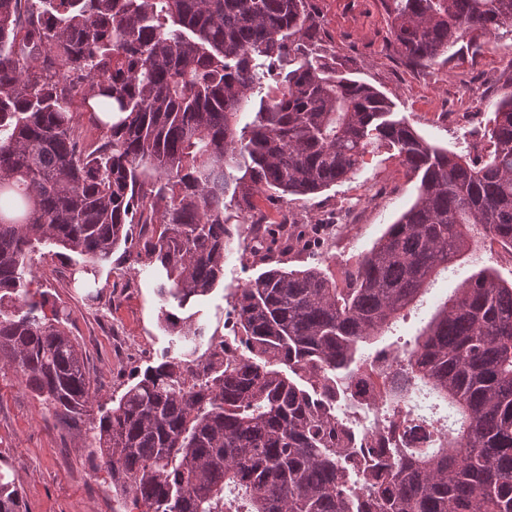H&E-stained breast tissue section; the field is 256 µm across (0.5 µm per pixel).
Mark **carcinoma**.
Returning a JSON list of instances; mask_svg holds the SVG:
<instances>
[{
    "instance_id": "obj_1",
    "label": "carcinoma",
    "mask_w": 512,
    "mask_h": 512,
    "mask_svg": "<svg viewBox=\"0 0 512 512\" xmlns=\"http://www.w3.org/2000/svg\"><path fill=\"white\" fill-rule=\"evenodd\" d=\"M401 52L448 54L512 29V0H380ZM307 0H0V360L55 414L99 389L38 246L93 272L119 247L157 266L161 296L194 306L224 277L226 193L318 194L375 145L419 180L416 199L340 281L271 265L233 307L246 355L165 314L181 351L92 427L113 512H512V283L471 274L395 357L387 409L422 385L446 420L412 422L379 461L335 419L360 354L473 247L512 246V65L476 158L427 142L373 86L314 52ZM272 78L276 86L264 87ZM99 131L87 141L83 116ZM247 163L248 180L232 170ZM240 487L248 507L225 497ZM0 512H22L0 465Z\"/></svg>"
}]
</instances>
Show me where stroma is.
Here are the masks:
<instances>
[{"label": "stroma", "instance_id": "35a3bbf8", "mask_svg": "<svg viewBox=\"0 0 512 512\" xmlns=\"http://www.w3.org/2000/svg\"><path fill=\"white\" fill-rule=\"evenodd\" d=\"M307 5L320 23L321 54L336 58L350 78L384 93L394 112L429 143L461 155L476 152L468 115L493 111L503 74L512 66V32L467 35L462 52L421 64L400 54L379 0H307ZM417 186L397 158L380 147L366 155L350 180L318 195L297 200L261 195L254 202L274 216L287 210L305 216L323 209L336 213L346 228L333 234L331 245L284 254L280 260L286 268L318 267L339 276L413 203ZM224 223L233 233L224 277L198 304L194 317L206 334L218 336L234 315L233 293L264 269L246 250L244 215L235 205L225 209ZM472 234L478 244L464 266L443 275L421 309L398 322L394 336L364 346V356L412 341L423 316L473 272L491 267L512 281V266L502 261L499 247L483 243L482 227H474ZM33 259L45 290L70 315L71 335L100 387L99 406L111 407L112 397L126 390L135 372L179 350L178 336L163 317L177 307L159 296L161 279L152 267L133 263L118 250L86 284L78 279L82 260L75 254L38 251ZM92 426L89 416L60 418L25 387L19 373L0 369V457L12 465L25 512H112L111 480L95 470L89 455Z\"/></svg>", "mask_w": 512, "mask_h": 512}]
</instances>
